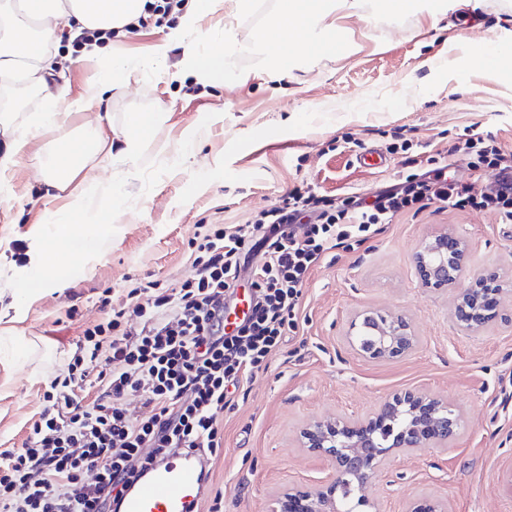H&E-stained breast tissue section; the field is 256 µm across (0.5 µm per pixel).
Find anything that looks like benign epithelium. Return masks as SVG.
<instances>
[{
    "label": "benign epithelium",
    "mask_w": 512,
    "mask_h": 512,
    "mask_svg": "<svg viewBox=\"0 0 512 512\" xmlns=\"http://www.w3.org/2000/svg\"><path fill=\"white\" fill-rule=\"evenodd\" d=\"M469 246L451 232L431 238L416 255V270L431 288L457 286L467 269ZM502 279L494 270L474 275L459 289L454 319L460 329L480 330L500 315ZM358 339L364 331L374 337L370 346L357 344L366 359L386 360L406 356L418 346L410 323L369 311L352 322ZM460 414L439 398L406 389L391 394L373 413L365 417L338 416L334 420L309 422L300 431V443L314 456L329 458L335 471L311 487H291L273 502L271 512H378L365 494L368 481L392 453L401 449L438 448L455 439ZM407 512H448L439 499H423L409 504Z\"/></svg>",
    "instance_id": "benign-epithelium-1"
}]
</instances>
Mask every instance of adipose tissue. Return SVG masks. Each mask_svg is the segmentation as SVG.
I'll return each instance as SVG.
<instances>
[{
    "mask_svg": "<svg viewBox=\"0 0 512 512\" xmlns=\"http://www.w3.org/2000/svg\"><path fill=\"white\" fill-rule=\"evenodd\" d=\"M149 0H7L0 5V80L22 79L40 90L43 104L27 117L25 126L16 125L11 113H0V195L9 196L10 179L29 136L52 129L60 114L89 112L100 106L107 92L126 85L141 72L163 66L166 47L155 56L135 59L98 46L84 50L94 62V76L86 93L77 99L54 93L50 78L55 68L48 45L62 30L78 36L85 31L123 30L145 15ZM241 16L252 11L254 0H192L180 14L176 29L168 34L180 43L181 73L214 85L229 77L227 61L235 54L256 47L262 50L278 72L289 68L287 45L302 34L320 32L318 51H336V28L331 21L336 9H354L359 0H280L279 8L255 45L232 40L224 30H204L200 21L221 6ZM160 118L156 112L130 113L127 124L114 140H107L99 124L87 123L82 135L55 141L46 156L41 174L47 185L71 189L73 209L79 224L54 220L51 232L32 235L28 249L27 274L18 288L29 297L47 288L65 287L70 263L100 254L103 242L112 233V214L118 200L97 193L94 181L74 184L73 179L101 152L112 160L132 164L144 145V132Z\"/></svg>",
    "mask_w": 512,
    "mask_h": 512,
    "instance_id": "obj_1",
    "label": "adipose tissue"
}]
</instances>
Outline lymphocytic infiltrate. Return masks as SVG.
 Returning <instances> with one entry per match:
<instances>
[{
  "label": "lymphocytic infiltrate",
  "instance_id": "obj_1",
  "mask_svg": "<svg viewBox=\"0 0 512 512\" xmlns=\"http://www.w3.org/2000/svg\"><path fill=\"white\" fill-rule=\"evenodd\" d=\"M462 148L474 167L512 173V152L480 134H469ZM435 205L491 210L511 222L512 186L475 197L445 173L411 172L371 201L339 207L297 188L249 227L203 225L189 241L192 271L177 287L150 281L118 306L101 298L106 321L83 329L66 374L48 381L47 405L25 447L0 451V512H109L157 459L180 449L217 457L232 390L266 367L294 331L311 270L342 240L367 239L374 226ZM300 221L301 233L294 228ZM252 238L263 250L253 272L254 306L229 331L225 299ZM132 321L138 331L128 330ZM87 386L98 387L94 400H85ZM129 393L142 398L138 415L122 404Z\"/></svg>",
  "mask_w": 512,
  "mask_h": 512
}]
</instances>
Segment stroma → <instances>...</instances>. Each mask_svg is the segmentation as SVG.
<instances>
[{"label":"stroma","mask_w":512,"mask_h":512,"mask_svg":"<svg viewBox=\"0 0 512 512\" xmlns=\"http://www.w3.org/2000/svg\"><path fill=\"white\" fill-rule=\"evenodd\" d=\"M278 0H255L230 26L247 41L270 22ZM346 42L321 53L289 42L293 63L274 76L259 55L234 57L246 83L203 86L175 76L179 48L164 68L133 76L99 110L106 135L128 114L162 112L145 134L137 166L92 164L84 177L119 191L112 236L102 257L72 265L68 288L14 301L27 262L30 232L48 215L67 217L69 190L41 179L43 148L77 131L74 112L30 138L0 201V450L23 447L44 410L48 380L65 371L83 328L105 320L103 291L113 304L149 280L175 286L191 271L188 242L199 224H247L300 187L344 202L373 197L399 182L406 157L418 171L445 167L449 178L481 196L496 172L475 169L460 146L467 130L512 151V0H426L396 16L384 7L341 11ZM166 27L147 26L102 40L129 58L152 56ZM72 96L84 93L94 64L72 41L55 39ZM201 127L181 149L185 130ZM445 231L469 244V272L497 269L504 281L501 319L466 333L452 312L456 289L428 287L415 272L422 245ZM375 310L405 318L419 339L401 358L369 360L350 339V324ZM512 223L489 210L428 209L378 225L364 241L348 239L313 268L296 312L297 328L265 369L253 373L224 409V449L211 465L204 499L224 496V512H270L284 488L332 474L329 460L301 448L300 430L314 420L364 416L391 393L418 389L449 401L462 428L443 448L390 455L366 486L380 512H406L433 497L449 512H512Z\"/></svg>","instance_id":"stroma-1"}]
</instances>
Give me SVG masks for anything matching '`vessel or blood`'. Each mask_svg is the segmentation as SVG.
Returning <instances> with one entry per match:
<instances>
[{"instance_id":"1","label":"vessel or blood","mask_w":512,"mask_h":512,"mask_svg":"<svg viewBox=\"0 0 512 512\" xmlns=\"http://www.w3.org/2000/svg\"><path fill=\"white\" fill-rule=\"evenodd\" d=\"M207 481L200 457L175 453L155 462L113 503L112 512H199Z\"/></svg>"}]
</instances>
